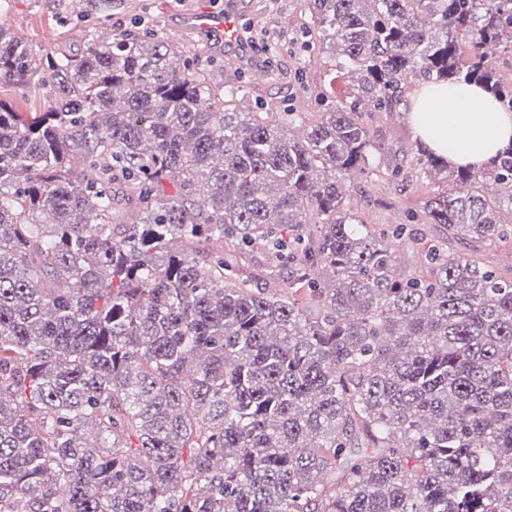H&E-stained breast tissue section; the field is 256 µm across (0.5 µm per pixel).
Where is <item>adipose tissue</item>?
<instances>
[{"label":"adipose tissue","instance_id":"1","mask_svg":"<svg viewBox=\"0 0 512 512\" xmlns=\"http://www.w3.org/2000/svg\"><path fill=\"white\" fill-rule=\"evenodd\" d=\"M408 122L416 139L462 166L484 167L512 143V112L473 84L421 86L411 98Z\"/></svg>","mask_w":512,"mask_h":512}]
</instances>
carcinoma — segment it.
<instances>
[{
  "instance_id": "1",
  "label": "carcinoma",
  "mask_w": 512,
  "mask_h": 512,
  "mask_svg": "<svg viewBox=\"0 0 512 512\" xmlns=\"http://www.w3.org/2000/svg\"><path fill=\"white\" fill-rule=\"evenodd\" d=\"M312 2L357 100L420 78L512 111V0ZM41 77L43 111L0 99V512H512V281L440 249L397 274V232L344 204L375 151L356 107L275 121L155 37L38 60L0 27V83ZM412 153L448 184L428 223L512 231V144ZM224 261L228 264L238 263L242 272L257 275L260 278L259 284L269 293H288V284L291 280L290 269L288 266L272 268L267 257L261 251L254 250L240 255L224 240ZM272 270L273 272H271Z\"/></svg>"
}]
</instances>
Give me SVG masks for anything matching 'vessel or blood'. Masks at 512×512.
I'll return each mask as SVG.
<instances>
[{
    "label": "vessel or blood",
    "instance_id": "b4317fda",
    "mask_svg": "<svg viewBox=\"0 0 512 512\" xmlns=\"http://www.w3.org/2000/svg\"><path fill=\"white\" fill-rule=\"evenodd\" d=\"M237 0H223L217 7H204L184 19L186 26L209 33L212 49L249 62L252 49L241 33Z\"/></svg>",
    "mask_w": 512,
    "mask_h": 512
}]
</instances>
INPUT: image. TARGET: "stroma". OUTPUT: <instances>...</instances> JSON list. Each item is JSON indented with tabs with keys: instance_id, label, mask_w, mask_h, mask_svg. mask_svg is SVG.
<instances>
[{
	"instance_id": "stroma-1",
	"label": "stroma",
	"mask_w": 512,
	"mask_h": 512,
	"mask_svg": "<svg viewBox=\"0 0 512 512\" xmlns=\"http://www.w3.org/2000/svg\"><path fill=\"white\" fill-rule=\"evenodd\" d=\"M216 0H112V17L105 20L79 12L73 0H9L0 10V27L21 40L34 56L79 55L88 37L112 30L134 36L153 34L182 47L195 66L210 70L225 88L236 90L240 106L247 111L298 112L308 118L340 104L351 102L354 86L340 69L328 46L311 33V0H238L244 19L243 35L252 44L255 64L266 76L251 81L247 68L232 57L212 50L207 35L181 29V17L189 10L214 5ZM407 104L390 112L363 110L362 119L376 142L375 170L355 175L347 185L345 205L360 221L373 228L405 225L396 247V267L407 275L421 270L424 255L434 245L474 255L512 280V235L485 244L461 236H449L444 224L423 218V203L445 189L440 176L428 173L410 153L415 139L406 119ZM403 171L393 174L394 164ZM224 259L242 272L259 277L272 294L288 291V267H271L259 251L239 254L225 246Z\"/></svg>"
}]
</instances>
